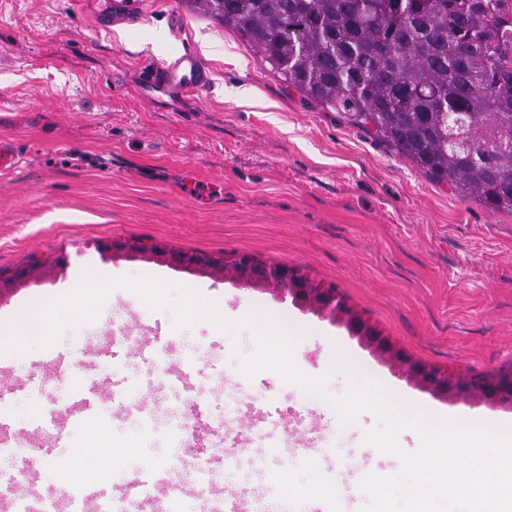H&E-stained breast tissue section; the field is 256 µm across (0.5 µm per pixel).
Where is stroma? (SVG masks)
I'll return each instance as SVG.
<instances>
[{
  "mask_svg": "<svg viewBox=\"0 0 512 512\" xmlns=\"http://www.w3.org/2000/svg\"><path fill=\"white\" fill-rule=\"evenodd\" d=\"M79 0H0V138L24 157L0 174V279L32 266L0 292V424L16 443L41 442L68 423L67 443L30 464L44 498L52 475L88 425L61 384L79 374L82 397L106 410L120 460L88 458L113 485L143 473L195 480L200 457L174 450L183 412L223 427L232 453L217 493L316 500L350 467L399 473L400 453L421 447L410 427L399 454L366 442L369 410L340 429L331 398L372 381L414 399L431 424L456 413L512 421V405L444 397L407 380L345 326L236 279L151 258L101 253L99 243L140 238L188 253L241 254L301 268L336 289L412 359L471 377L512 376V213L490 212L432 182L411 160L288 87L236 32L184 0H142L138 21L97 24ZM194 53L205 85L186 101L137 90L139 72ZM198 310L188 315L185 288ZM97 295L93 312L81 301ZM299 335L298 369L328 376V397L265 369L241 371L259 329ZM122 358L103 367L100 352ZM355 379L331 374L335 356ZM185 370L186 385L157 383ZM81 397V398H82Z\"/></svg>",
  "mask_w": 512,
  "mask_h": 512,
  "instance_id": "obj_1",
  "label": "stroma"
}]
</instances>
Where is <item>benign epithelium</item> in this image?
<instances>
[{"instance_id": "7a95c632", "label": "benign epithelium", "mask_w": 512, "mask_h": 512, "mask_svg": "<svg viewBox=\"0 0 512 512\" xmlns=\"http://www.w3.org/2000/svg\"><path fill=\"white\" fill-rule=\"evenodd\" d=\"M104 252L128 260H136L147 253L156 254L169 264L195 271L226 270L224 259L205 254H187L166 250L154 243H145L136 239L114 240L104 244ZM234 277L251 287L271 290L280 298H291L297 306L344 324L364 345L379 353L399 367L405 377L421 387L441 395L448 394V382L456 375L429 367L409 358L390 339L382 335L373 326L345 309L337 298L336 290L323 288L309 280L299 270L286 265H267L249 255L236 257L231 263ZM468 391H477L494 403H512V387L508 391L501 389L490 392L486 386L466 385Z\"/></svg>"}]
</instances>
